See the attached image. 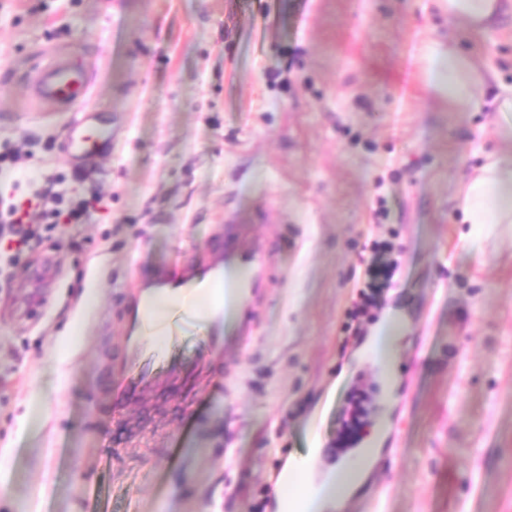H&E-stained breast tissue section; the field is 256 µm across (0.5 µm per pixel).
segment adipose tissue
Returning a JSON list of instances; mask_svg holds the SVG:
<instances>
[{
    "instance_id": "adipose-tissue-1",
    "label": "adipose tissue",
    "mask_w": 512,
    "mask_h": 512,
    "mask_svg": "<svg viewBox=\"0 0 512 512\" xmlns=\"http://www.w3.org/2000/svg\"><path fill=\"white\" fill-rule=\"evenodd\" d=\"M437 4L449 23L488 31L496 23L500 0H437ZM435 70L437 87L447 96L452 111L492 109L497 114L499 134L512 141V86L486 97V72L453 40L448 43L447 55L436 60ZM458 207L466 224H512V155H488L464 185ZM320 455V449L311 448L301 459L286 464L281 481L304 472L309 477L307 494L299 502L285 496L277 499L276 512H343L347 499L365 482L367 470L342 465L320 474L316 471Z\"/></svg>"
}]
</instances>
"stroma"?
<instances>
[{
  "mask_svg": "<svg viewBox=\"0 0 512 512\" xmlns=\"http://www.w3.org/2000/svg\"><path fill=\"white\" fill-rule=\"evenodd\" d=\"M452 36L512 85L511 5L476 34L435 0H0V153L90 201L0 274V512H273L289 456H348L356 392L357 439L385 410L392 429L345 512H512V233L470 241L455 209L502 144L435 87ZM58 53L96 69L83 164L74 113L29 94ZM227 216L277 241L253 342L194 397L102 412L122 287ZM375 239L399 269L349 337ZM390 310L389 396L354 353Z\"/></svg>",
  "mask_w": 512,
  "mask_h": 512,
  "instance_id": "stroma-1",
  "label": "stroma"
}]
</instances>
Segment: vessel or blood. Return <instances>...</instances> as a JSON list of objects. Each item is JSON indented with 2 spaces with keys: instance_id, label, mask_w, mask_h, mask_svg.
Segmentation results:
<instances>
[{
  "instance_id": "b4317fda",
  "label": "vessel or blood",
  "mask_w": 512,
  "mask_h": 512,
  "mask_svg": "<svg viewBox=\"0 0 512 512\" xmlns=\"http://www.w3.org/2000/svg\"><path fill=\"white\" fill-rule=\"evenodd\" d=\"M91 86L89 70L61 58L39 70L32 84V98L42 107H80L83 116L68 132L75 157H90L99 146L89 106ZM275 254L271 239L243 235L239 224L228 219L174 268H157L130 282L122 291L121 339L101 379L113 408L174 387L193 395L203 383L222 377L230 347H246L253 334L252 307L274 283ZM193 296L208 297V307L173 318L171 307ZM199 327L207 332L202 356L184 361L176 350L185 334Z\"/></svg>"
}]
</instances>
